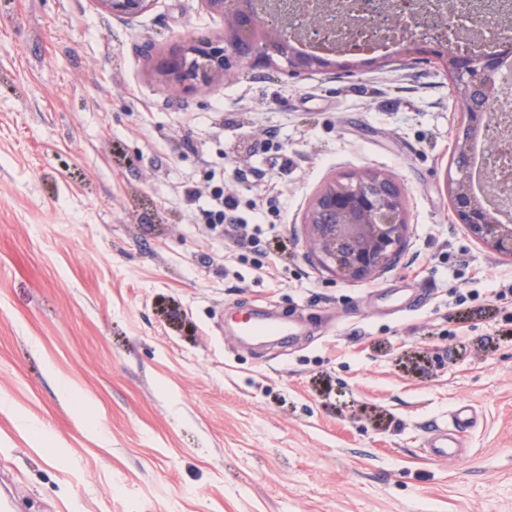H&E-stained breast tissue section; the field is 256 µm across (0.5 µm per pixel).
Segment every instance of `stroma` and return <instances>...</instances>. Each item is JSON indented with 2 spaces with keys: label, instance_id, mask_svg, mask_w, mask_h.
I'll use <instances>...</instances> for the list:
<instances>
[{
  "label": "stroma",
  "instance_id": "obj_1",
  "mask_svg": "<svg viewBox=\"0 0 512 512\" xmlns=\"http://www.w3.org/2000/svg\"><path fill=\"white\" fill-rule=\"evenodd\" d=\"M223 30L202 0H0V472L24 512H512V259L455 220L446 73L242 62L171 95L159 61ZM367 169L409 233L353 283L303 219ZM216 186L253 244L197 222ZM258 308L300 336L244 344ZM461 405L463 458L428 459ZM157 0H96L112 17L132 20L152 9Z\"/></svg>",
  "mask_w": 512,
  "mask_h": 512
}]
</instances>
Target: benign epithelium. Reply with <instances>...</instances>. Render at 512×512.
Here are the masks:
<instances>
[{
    "mask_svg": "<svg viewBox=\"0 0 512 512\" xmlns=\"http://www.w3.org/2000/svg\"><path fill=\"white\" fill-rule=\"evenodd\" d=\"M115 18L132 20L152 9L156 0H96ZM206 8L224 19L218 37L188 38L164 61L160 74L178 95L224 80L234 65L247 60L256 66H278L285 57L288 75L323 72L330 65L348 67L354 51L313 53L288 49L293 40L288 22V2L273 0H203ZM326 30L336 31V2L319 5ZM406 47L430 52L450 80L464 115L455 130L452 165L447 190L458 223L491 251L512 259V221L504 224L497 214L507 199L487 200L494 183L480 175L473 179L471 144L482 138L495 152L499 131L492 124L498 101L496 70L501 58L512 53L509 45L489 50L436 48L420 36L405 40ZM305 226L312 251L322 265L350 282L370 281L397 259L408 233L406 200L402 189L380 171L333 178L322 185L309 206Z\"/></svg>",
    "mask_w": 512,
    "mask_h": 512,
    "instance_id": "7a95c632",
    "label": "benign epithelium"
}]
</instances>
